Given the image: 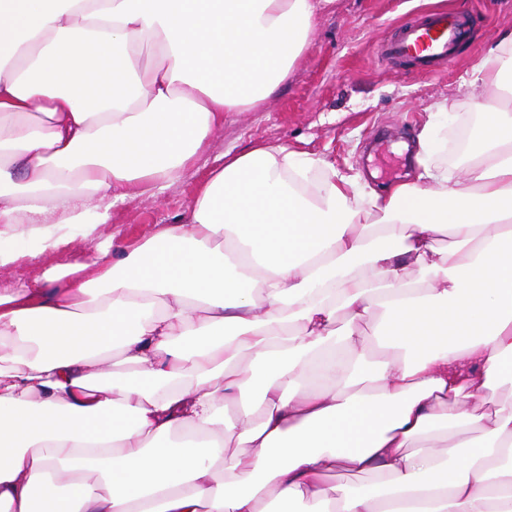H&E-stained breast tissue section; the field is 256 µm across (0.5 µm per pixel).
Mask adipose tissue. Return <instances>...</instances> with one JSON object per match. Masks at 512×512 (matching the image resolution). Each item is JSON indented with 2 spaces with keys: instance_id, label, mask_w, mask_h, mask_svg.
Wrapping results in <instances>:
<instances>
[{
  "instance_id": "1",
  "label": "adipose tissue",
  "mask_w": 512,
  "mask_h": 512,
  "mask_svg": "<svg viewBox=\"0 0 512 512\" xmlns=\"http://www.w3.org/2000/svg\"><path fill=\"white\" fill-rule=\"evenodd\" d=\"M321 9L0 0V270L87 243L0 282V512H512V32L462 178L428 124L380 192L257 143L186 223L97 245L275 93ZM72 258L73 255L70 254H45L31 264H24L11 271H3L2 274L0 272V278L2 276L22 278L32 282L35 277L42 276L48 271V276L54 275L56 271L53 269L68 263ZM328 481L332 485H341L349 492H355L365 489L371 484L377 482V479L372 475H352L346 473H339L331 475Z\"/></svg>"
}]
</instances>
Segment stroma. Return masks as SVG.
Returning <instances> with one entry per match:
<instances>
[{
	"mask_svg": "<svg viewBox=\"0 0 512 512\" xmlns=\"http://www.w3.org/2000/svg\"><path fill=\"white\" fill-rule=\"evenodd\" d=\"M454 6L470 10L472 31L450 67L429 73L413 61L380 56L397 26ZM510 31L512 0H330L288 79L260 109L233 114L196 165L156 196L114 206L113 247L149 236L159 225L184 223L216 157L260 142L288 145L342 174L387 185L411 173L417 133L430 120L433 160L462 177L465 161L453 148L480 131L472 101H494L490 89L472 85V72L487 47ZM440 102L447 111H436Z\"/></svg>",
	"mask_w": 512,
	"mask_h": 512,
	"instance_id": "1",
	"label": "stroma"
}]
</instances>
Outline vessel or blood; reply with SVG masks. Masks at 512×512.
Returning <instances> with one entry per match:
<instances>
[{
	"label": "vessel or blood",
	"mask_w": 512,
	"mask_h": 512,
	"mask_svg": "<svg viewBox=\"0 0 512 512\" xmlns=\"http://www.w3.org/2000/svg\"><path fill=\"white\" fill-rule=\"evenodd\" d=\"M469 21L470 14L464 8L427 13L421 20L401 26L381 51L389 57L419 59L425 67L450 66L458 45L469 36Z\"/></svg>",
	"instance_id": "1"
}]
</instances>
